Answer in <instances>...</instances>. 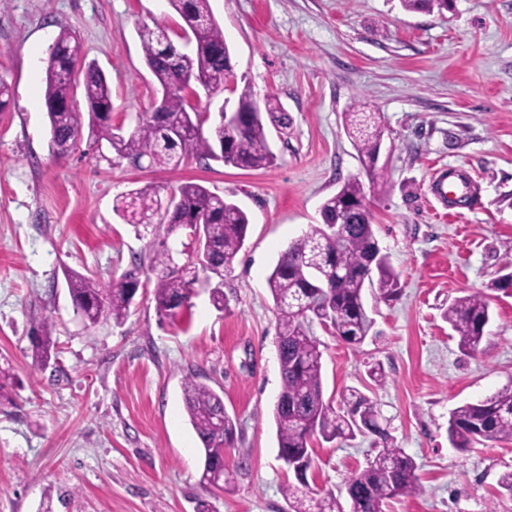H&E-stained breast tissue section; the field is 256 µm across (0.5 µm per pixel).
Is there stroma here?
Wrapping results in <instances>:
<instances>
[{
  "mask_svg": "<svg viewBox=\"0 0 512 512\" xmlns=\"http://www.w3.org/2000/svg\"><path fill=\"white\" fill-rule=\"evenodd\" d=\"M232 51L238 85L275 94L290 122L269 127L272 167L220 161L139 171L108 146L80 139L55 155L44 104L49 48L74 32L108 77L112 122L130 132L159 95L136 29L177 36L167 0H8L0 10V367L15 378L0 410V512H291L296 485L278 456L273 408L281 390L277 314L267 278L289 244L321 223L322 202L347 179L362 182L382 254L399 277L390 301L367 297L371 338L346 344L322 326L325 398L356 389L417 464L421 494L385 512H512L499 487L512 442L461 452L448 418L463 403L512 384V294L491 289L512 271V0H452L408 11L400 0H210ZM380 115L378 178L363 170L343 126L351 106ZM471 180L467 202L443 205L441 172ZM193 180L249 215L245 245L224 279L226 311L198 290L175 320H160L139 289L123 324L85 325L64 272L108 282L150 234L136 233L115 200L153 184ZM487 295L490 322L478 353L464 355L448 306ZM55 318L58 359L34 367L29 314ZM382 370V381L369 372ZM195 370L224 390L237 419L224 451L230 490L203 487V455L183 403ZM372 435L315 442L306 482L345 499L344 483L373 451Z\"/></svg>",
  "mask_w": 512,
  "mask_h": 512,
  "instance_id": "35a3bbf8",
  "label": "stroma"
}]
</instances>
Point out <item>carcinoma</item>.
Here are the masks:
<instances>
[{
    "label": "carcinoma",
    "mask_w": 512,
    "mask_h": 512,
    "mask_svg": "<svg viewBox=\"0 0 512 512\" xmlns=\"http://www.w3.org/2000/svg\"><path fill=\"white\" fill-rule=\"evenodd\" d=\"M184 24L203 27L192 54L184 56L166 30L155 24L137 28L144 62L164 91L158 112H146L128 134L111 125L112 94L102 70L92 64L81 68L87 111L73 102L74 69L83 56L77 36L63 29L49 48L44 101L49 127L54 132L52 147L67 152L88 127L89 135L106 141L115 158L132 164L175 169L190 159L214 157L215 144L227 140L224 165L256 170L273 165L276 155L270 148L265 118L286 119L278 98L272 94L258 106L251 86L233 88L237 95L233 108L243 128L234 133L216 122L205 130L196 127V114L179 86L185 70L197 71L215 92L224 90L231 73L232 54L224 30L215 20L210 0H168ZM408 11L448 9L450 0H401ZM345 128L364 167L376 172L382 132L374 112H347ZM177 205L160 212L161 188L146 185L116 201L114 211L126 223L150 232L153 240L147 257L133 260L132 268L112 282L69 271L66 282L74 311L83 321L95 326L110 321L120 325L127 319L132 300L141 281L153 282V299L160 319H173L200 288L210 292L212 305L219 311L227 307L224 277L231 274L244 246L249 217L234 201L187 181L173 191ZM364 189L357 178L343 184L321 205L323 223L291 242L281 255L267 283L278 320L281 401L275 403L273 417L279 457L305 483L314 459V440L333 442L354 438L367 429L380 436L375 455L346 482L349 510H344L336 495L326 492L309 499L297 496L289 487L292 512H383L390 499L416 495L421 485L416 462L395 446L378 422L373 402L350 390L347 409L336 410L325 400L322 386L321 342L313 324L329 325L350 346L364 343L373 327L363 300L369 288L380 300L398 294V280L381 253L373 224L362 209ZM197 217L202 225V249L174 263L170 238ZM155 277H149V274ZM459 338L465 354H475L490 321L484 296L468 294L457 298L444 314ZM33 336L31 358L45 368L57 358L56 322L40 310L30 314ZM185 411L204 455L200 482L205 487L223 488L229 483L224 469V447L236 434V423L224 409L223 397L190 371L183 376ZM448 440L459 450L483 442L512 441V385H507L478 403H465L450 412Z\"/></svg>",
    "instance_id": "cac0c4a2"
}]
</instances>
